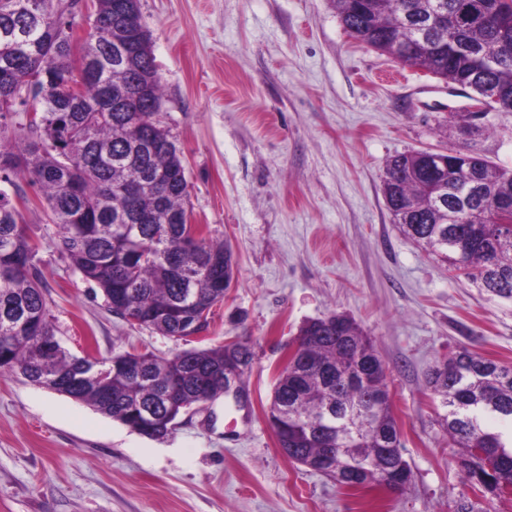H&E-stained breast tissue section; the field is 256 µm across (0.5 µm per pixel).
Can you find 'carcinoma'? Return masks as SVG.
Instances as JSON below:
<instances>
[{"label": "carcinoma", "mask_w": 512, "mask_h": 512, "mask_svg": "<svg viewBox=\"0 0 512 512\" xmlns=\"http://www.w3.org/2000/svg\"><path fill=\"white\" fill-rule=\"evenodd\" d=\"M58 0H0V101L18 118L0 112V374L85 403L140 435H165L167 425L199 401L196 382L212 381L209 394H224V360L252 362L253 352L235 341L188 349L169 358L126 352L103 360L105 376L89 356L58 343L28 235L13 198L25 199L22 176L37 187L60 230L61 250L107 303L117 298L137 307L144 326L165 336L191 334L193 314L224 301L231 283L232 251L223 242L184 234L188 180L175 142L152 154L140 150L147 130L165 139L152 106L162 104L153 56L139 68L117 69L112 43L133 44L148 31L142 14L117 21L127 0H92L85 44L95 59L75 70L70 52L73 22L56 15ZM344 28L356 40L385 53L402 50L405 63L420 66L454 89L473 78L506 91L498 101L512 112V31L503 36L483 22L486 13L512 8L507 0H333ZM36 87L25 96L23 86ZM143 85L124 108L121 89ZM40 109L39 135L21 115ZM484 170L481 195L465 196L466 174L448 173L445 203L457 223L440 224L421 157L404 153L386 165L383 194L402 231L452 264L473 282L489 272L493 295L512 299V224L497 223V198H512V170L484 155L472 158ZM138 218L127 221L118 199ZM297 356L279 372L269 418L281 428L288 409V442L282 453L302 466L332 456L324 474L339 485L352 478L399 492L412 471L400 452V432L391 405L377 400L388 391L387 364L351 318L306 324ZM427 383L443 410L448 446L458 449L465 484L476 497L501 498L512 485V364L461 347L448 357V371L433 366Z\"/></svg>", "instance_id": "cac0c4a2"}]
</instances>
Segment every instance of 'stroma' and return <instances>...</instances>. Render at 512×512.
I'll return each mask as SVG.
<instances>
[{"instance_id":"stroma-1","label":"stroma","mask_w":512,"mask_h":512,"mask_svg":"<svg viewBox=\"0 0 512 512\" xmlns=\"http://www.w3.org/2000/svg\"><path fill=\"white\" fill-rule=\"evenodd\" d=\"M160 76L156 115L183 151L189 207L228 243L235 278L203 348L254 352L249 410L184 411L161 438L0 375V512H451L465 492L428 371L460 347L512 363V300L449 271L395 224L387 161L472 149L512 169V112L460 135L465 103L423 69L349 37L333 0H141ZM38 243L57 338L71 353L168 357L184 340L112 314L58 246L37 187ZM354 319L388 366L404 491L352 492L282 454L267 418L287 349L309 320Z\"/></svg>"}]
</instances>
